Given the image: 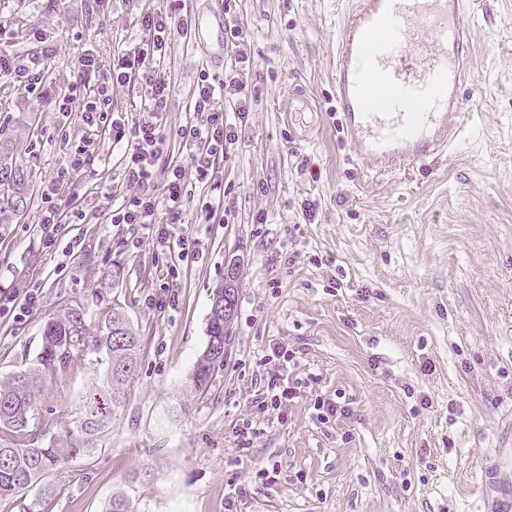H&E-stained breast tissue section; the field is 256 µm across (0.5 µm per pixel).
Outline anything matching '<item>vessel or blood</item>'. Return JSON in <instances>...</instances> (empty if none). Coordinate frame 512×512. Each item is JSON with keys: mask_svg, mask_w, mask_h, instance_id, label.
<instances>
[{"mask_svg": "<svg viewBox=\"0 0 512 512\" xmlns=\"http://www.w3.org/2000/svg\"><path fill=\"white\" fill-rule=\"evenodd\" d=\"M462 0H356L337 51L336 110L365 167L447 149L467 82Z\"/></svg>", "mask_w": 512, "mask_h": 512, "instance_id": "vessel-or-blood-1", "label": "vessel or blood"}]
</instances>
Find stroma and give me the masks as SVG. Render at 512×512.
<instances>
[{"label":"stroma","mask_w":512,"mask_h":512,"mask_svg":"<svg viewBox=\"0 0 512 512\" xmlns=\"http://www.w3.org/2000/svg\"><path fill=\"white\" fill-rule=\"evenodd\" d=\"M352 2L182 0L181 20L221 10L244 30L251 97L221 164L224 220L205 223L210 195L194 184L182 229L198 243L178 262L155 236L109 224L121 153L79 110L58 108L79 58L108 74L162 0H0L1 53L57 48L35 92L0 75V156L32 177L28 210L0 231V290H41L23 321L0 318V376L24 369L45 322L71 307L92 316L120 304L142 338L101 450L45 476L48 512H101L116 493L138 512H481L484 494L512 490V0H467L469 76L447 152L382 175L337 123L336 49ZM232 56L172 31L160 65L171 80L165 158L187 163L176 132L193 117V87L203 72L224 79ZM298 87L319 111L287 115ZM87 141L97 157L71 188L87 220L69 231L83 248H43L44 195ZM230 262L232 338L194 396L188 378ZM172 265L175 297L152 306ZM277 347L295 354L285 375L297 390L263 411ZM94 379L86 360L46 373L34 431L73 414ZM323 400L345 415L319 422Z\"/></svg>","instance_id":"stroma-1"}]
</instances>
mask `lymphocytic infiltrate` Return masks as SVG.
Masks as SVG:
<instances>
[{
	"instance_id": "f902f5d3",
	"label": "lymphocytic infiltrate",
	"mask_w": 512,
	"mask_h": 512,
	"mask_svg": "<svg viewBox=\"0 0 512 512\" xmlns=\"http://www.w3.org/2000/svg\"><path fill=\"white\" fill-rule=\"evenodd\" d=\"M176 6L144 13L141 18L143 38L133 57L119 58L117 69L130 71L143 84L148 115L132 124L109 120L110 102L107 86H100L93 100L65 98V105L79 104L87 126L101 129L112 146L123 149L125 190L114 204L109 220L114 224H137L146 230H157L166 237V230L156 229V216L165 213L169 225L180 223L188 198L187 179L208 185L216 198H223V180L217 163L223 158L240 124L248 115V80L242 70L215 86L208 74H200L191 94L194 117L181 125L177 136L190 152L189 165L183 166L162 159L160 123L168 108L171 85L156 71V64L167 53V36L176 21ZM91 161L86 151H76L69 166L61 173L56 188L45 200L39 227L44 247H52L66 236L70 225L85 222L86 215L76 204L68 188L76 174L84 172ZM164 166L167 180L163 195H155L150 184L157 166Z\"/></svg>"
}]
</instances>
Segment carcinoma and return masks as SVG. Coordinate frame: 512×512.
Segmentation results:
<instances>
[{"label": "carcinoma", "mask_w": 512, "mask_h": 512, "mask_svg": "<svg viewBox=\"0 0 512 512\" xmlns=\"http://www.w3.org/2000/svg\"><path fill=\"white\" fill-rule=\"evenodd\" d=\"M29 178L24 169L14 168L11 180L18 194L0 193V225L27 209L23 190ZM124 313L121 305L113 304L99 314L92 330L79 308L50 319L30 366L0 379V436L18 447L16 452L0 447V499L18 496L39 484L50 470L99 450L112 418L125 404L127 386L135 374L132 370L119 375L115 367L126 363L135 367L140 355L141 338L130 319L123 321L124 335L115 333L117 320ZM89 356L98 366L99 376L79 398L77 418L57 422L58 432L48 437L29 434L43 397V374L63 371ZM223 365L224 358L200 353L188 380L191 392L204 393L215 370ZM102 512L136 510L125 495L114 494Z\"/></svg>", "instance_id": "obj_1"}]
</instances>
